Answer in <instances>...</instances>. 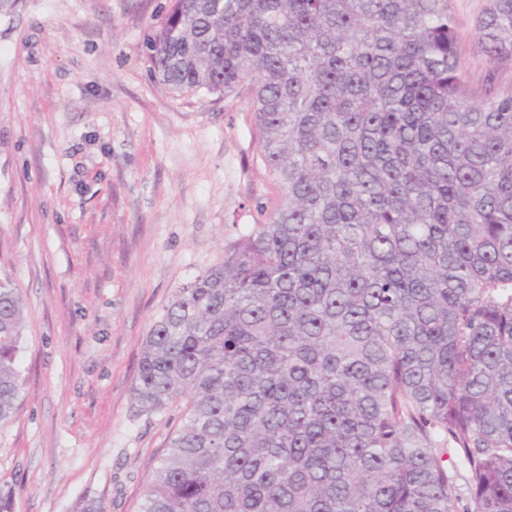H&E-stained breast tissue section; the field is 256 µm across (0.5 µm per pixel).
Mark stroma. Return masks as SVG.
Wrapping results in <instances>:
<instances>
[{
	"mask_svg": "<svg viewBox=\"0 0 512 512\" xmlns=\"http://www.w3.org/2000/svg\"><path fill=\"white\" fill-rule=\"evenodd\" d=\"M166 0H15L0 9V279L23 304L20 392L0 424L10 512L82 499L138 512L184 401L134 398L141 349L178 290L284 194L259 155L249 85L172 91L143 46ZM469 83L492 68L452 0Z\"/></svg>",
	"mask_w": 512,
	"mask_h": 512,
	"instance_id": "35a3bbf8",
	"label": "stroma"
}]
</instances>
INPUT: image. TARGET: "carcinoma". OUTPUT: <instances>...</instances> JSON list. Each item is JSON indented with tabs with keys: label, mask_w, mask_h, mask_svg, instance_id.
<instances>
[{
	"label": "carcinoma",
	"mask_w": 512,
	"mask_h": 512,
	"mask_svg": "<svg viewBox=\"0 0 512 512\" xmlns=\"http://www.w3.org/2000/svg\"><path fill=\"white\" fill-rule=\"evenodd\" d=\"M475 30L512 64V0ZM144 46L251 85L285 200L146 336L136 402L186 403L139 512H512V85L467 84L451 0H168ZM23 330L0 280V424Z\"/></svg>",
	"instance_id": "obj_1"
}]
</instances>
